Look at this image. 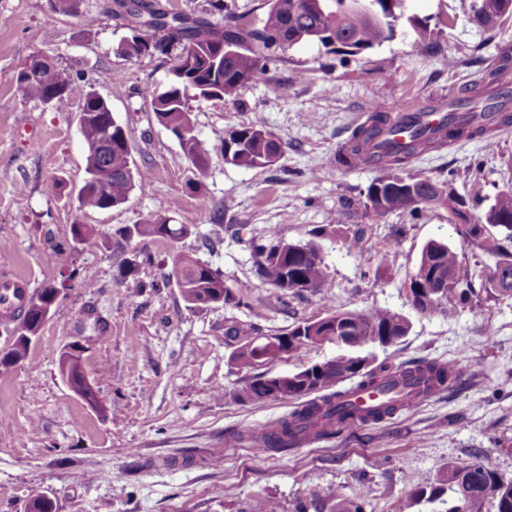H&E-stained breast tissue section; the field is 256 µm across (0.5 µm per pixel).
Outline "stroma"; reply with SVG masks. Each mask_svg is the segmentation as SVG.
Wrapping results in <instances>:
<instances>
[{"mask_svg":"<svg viewBox=\"0 0 512 512\" xmlns=\"http://www.w3.org/2000/svg\"><path fill=\"white\" fill-rule=\"evenodd\" d=\"M103 3L82 0L69 15L50 0H0V270L35 291L78 272L27 359L0 367V512H26L39 494L52 498L54 512H244L260 498L277 502L279 512L311 501L316 512H334L332 501L313 498L329 487L363 496L367 512H397L417 483L435 482L450 462L488 460L512 477V297L483 298L464 309H413L405 288L427 241L455 247L478 279L490 259L463 244L443 207L371 221L364 203L378 167L336 162L373 105L389 110L466 96L500 49L512 45V18L487 30L471 21V0H408L409 12L429 18L434 30L424 45L400 35L343 62L314 42L276 53L236 100L190 106L200 138L212 142L254 126L281 142V155L245 169L216 150L199 175L141 94L166 86L170 59L120 53L129 32ZM170 3L218 26L229 15L256 26L268 10L267 0H224L220 13L211 12L210 0ZM38 51L60 69L91 76L127 131L134 167L151 172L149 191L132 192L117 208L79 210L87 155L80 101H34L15 81ZM407 172L447 183L468 213L481 214L512 183V129L501 133L495 150L481 137L463 139L421 155ZM55 178L60 194L52 197L46 185ZM216 203L223 206L219 221L212 218ZM157 214L187 225L189 234L174 244L120 237L122 227ZM74 224L99 229L100 247L55 252L53 239ZM272 228L284 240L319 245L329 304L309 294L281 306L274 288L258 279L248 240ZM143 249L154 262L140 266L138 277L161 279L179 251L218 270L242 305L190 308L173 283L130 294L120 268ZM330 308L402 313L409 333L375 349L377 361L449 362L457 377L382 422L284 452H258L250 434L288 414L294 402L244 401L240 393L259 373L285 375L298 363L239 366L225 331L236 326L248 336H273ZM72 350L97 404L59 375L62 352Z\"/></svg>","mask_w":512,"mask_h":512,"instance_id":"stroma-1","label":"stroma"}]
</instances>
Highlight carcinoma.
<instances>
[{
    "label": "carcinoma",
    "instance_id": "cac0c4a2",
    "mask_svg": "<svg viewBox=\"0 0 512 512\" xmlns=\"http://www.w3.org/2000/svg\"><path fill=\"white\" fill-rule=\"evenodd\" d=\"M407 0H319L309 7L306 0H268L269 9L261 26L252 28L239 23L219 27L207 19L176 12L163 0H112L109 12L112 18L133 31L131 39L119 46L128 55L158 52L172 56L176 43L195 50L193 63H178L173 56L169 69L168 86L158 91L147 87L143 97L149 103L156 120L169 129L180 141L192 166L203 172L206 161L215 148H220L226 161L247 169L269 165L267 155L281 143L265 130L241 127L225 133L216 146L194 134L189 106V93L197 99L208 100L214 94L221 100L237 96L239 89L262 73L271 49L285 52L306 41H316L327 51L341 56H355L393 40L398 31L407 28L421 43L429 34L428 20L406 14ZM470 8H477L493 17L497 13L512 18V0H471ZM233 45L237 52L215 59L222 44ZM18 85L25 94L43 104L63 96H76L80 111L91 116L80 123L87 146V179L77 197L78 208L107 210L125 204L130 194L145 190L149 178L144 170L132 168L131 152L125 128L114 118L110 104L100 98L91 87L72 78L55 66L40 70H19ZM512 82V48L501 50L496 63L487 67L480 80L468 88L465 102L480 106L493 101L492 109L500 113V123H512V97L500 95L498 90ZM400 123L399 116L379 109L369 114L366 121L355 127L340 148L336 161L352 168L367 156L378 165L380 174L367 190L365 205L371 220L377 222L395 211L411 214L424 207H446L480 229L469 241L493 265L481 288L486 296H502L496 282L512 280V185L502 189L480 216L469 217L457 209L459 199L448 193V185L429 177L418 179L413 186L403 183L407 166L418 156L440 150L451 143L482 136L485 129L448 117V121L433 129L412 128L410 139L404 144H388L379 140L387 128ZM160 238L176 243L186 235L183 224H172L157 215L143 224L125 229L124 236ZM259 260L257 275L263 283L276 288L286 296L292 292H323L328 274L323 259L314 257L320 252L312 242H287L270 232L266 243H252ZM92 250L99 247L98 232L88 224L71 225V235L55 241L59 252L77 248ZM151 262V254L144 252L141 260L128 263L122 272L123 286L136 294L146 284L136 277L140 263ZM437 272L448 278V287L434 297L428 310H435L448 300L466 306L477 296L470 270L459 258L458 251L447 243L428 241L422 248L409 291L430 283ZM176 281L185 302L190 305L242 303L224 276L210 265L189 255L177 252L164 281ZM51 286L45 285L30 297L19 314V321L0 323V335L6 347L0 356V365L12 366L27 358L30 350L29 333L40 321L43 306L49 303ZM410 322L402 314L390 309L376 308L368 312L328 309L326 315L301 322L288 329V356L299 361L297 371L288 374V397L305 398L288 415L276 421L269 433H258L250 439L267 451H286L304 441L307 432L322 422L315 432L316 439H330L354 421L363 424L390 418L404 407L415 403L420 391L416 381L424 374L440 384L452 381L453 367L445 363L415 360L393 367L381 364L371 367L369 356L358 350L386 345L384 336L390 332L396 338L409 333ZM333 343L345 353L332 361L305 362L308 348ZM262 364H273L282 358L281 349L263 350L248 340L233 352L236 363L251 367L255 359ZM352 377L360 378L358 387H383L394 395L380 406L363 413L344 400V392L337 385ZM267 375L254 377L242 390L241 397L262 400L267 394ZM453 470L457 482L449 484L441 479L434 484L418 483L402 501L400 512H412L423 501L432 502L447 494L452 506L448 512H485L491 503L493 512H512V478H505L489 461L473 464L449 463L443 471ZM319 495L336 501L337 512H365L366 502L358 497H345L339 490L326 489Z\"/></svg>",
    "mask_w": 512,
    "mask_h": 512
}]
</instances>
